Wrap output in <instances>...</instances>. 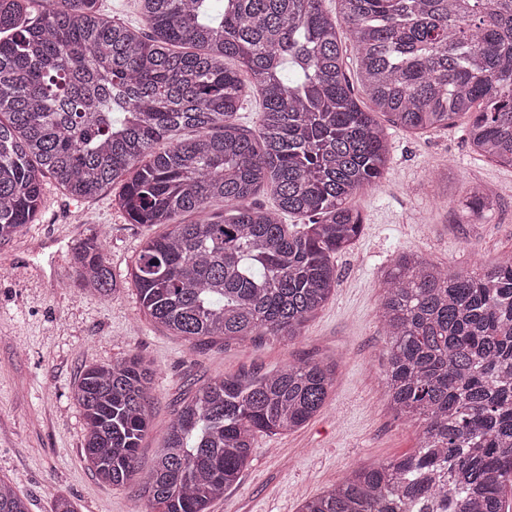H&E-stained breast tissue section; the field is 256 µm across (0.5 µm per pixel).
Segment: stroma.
<instances>
[{
  "label": "stroma",
  "instance_id": "35a3bbf8",
  "mask_svg": "<svg viewBox=\"0 0 512 512\" xmlns=\"http://www.w3.org/2000/svg\"><path fill=\"white\" fill-rule=\"evenodd\" d=\"M385 130L391 157L382 185L355 198L362 233L337 255L335 290L292 342L259 336L194 346L154 323L125 279L162 226L130 223L115 203L118 187L76 201L45 181L39 220L0 242V480L29 512H53L59 496L78 512H145L134 486L102 483L85 462V421L73 398L85 368L129 354L156 370L152 429L138 454L144 469L194 385L307 359L335 363L324 408L295 432L257 436L240 483L208 512H297L352 468L417 447L419 424L397 418L384 395L380 284L402 251L451 270L488 266L512 252V168L474 154L462 118L422 133L390 123ZM474 183L491 203L480 224L469 223L465 205ZM93 236L125 282L109 300L75 283L72 254Z\"/></svg>",
  "mask_w": 512,
  "mask_h": 512
}]
</instances>
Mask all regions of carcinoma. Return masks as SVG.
Segmentation results:
<instances>
[{
	"label": "carcinoma",
	"mask_w": 512,
	"mask_h": 512,
	"mask_svg": "<svg viewBox=\"0 0 512 512\" xmlns=\"http://www.w3.org/2000/svg\"><path fill=\"white\" fill-rule=\"evenodd\" d=\"M53 2L0 0V242L39 219L46 178L76 199L121 185L131 223L170 225L129 272L140 307L190 342L302 335L336 288L334 256L361 234L353 196L389 162L374 113L415 131L467 115L474 151L512 167V0H336V17L324 0H138L147 33L98 0ZM252 87L256 134L239 114ZM180 128L194 136L170 141ZM261 189L274 207L253 203ZM486 206L470 188L469 211ZM207 207L218 213L182 221ZM73 261L78 285L120 291L98 238ZM382 288L385 395L420 424L418 448L352 469L299 512H512V256L463 272L402 252ZM335 375L304 360L208 378L142 473L154 369L136 354L92 365L74 394L84 457L108 485L137 480L147 512H207L240 483L256 435L303 427ZM0 512H28L2 480ZM340 35L343 43V47L346 49V61H347V76L349 78L350 83L353 85L354 93L359 100L360 106L368 110L371 107L369 100L366 95L363 93L362 88L360 86V82L357 74V64L355 59V53L352 47V44L346 34V30L344 25L342 24L340 28Z\"/></svg>",
	"instance_id": "carcinoma-1"
}]
</instances>
